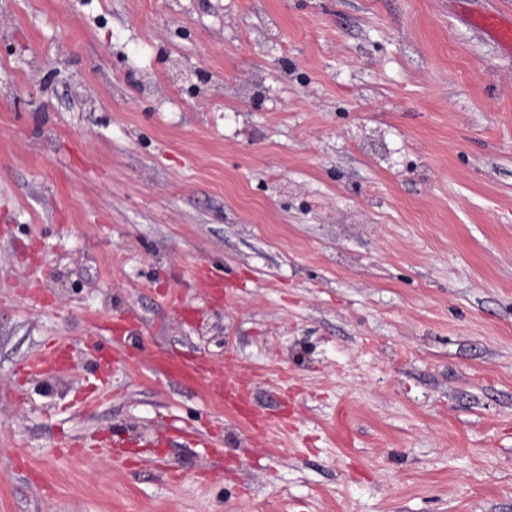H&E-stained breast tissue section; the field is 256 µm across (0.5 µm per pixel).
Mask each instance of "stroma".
Instances as JSON below:
<instances>
[{"mask_svg":"<svg viewBox=\"0 0 512 512\" xmlns=\"http://www.w3.org/2000/svg\"><path fill=\"white\" fill-rule=\"evenodd\" d=\"M485 12L0 0V512H512Z\"/></svg>","mask_w":512,"mask_h":512,"instance_id":"stroma-1","label":"stroma"}]
</instances>
